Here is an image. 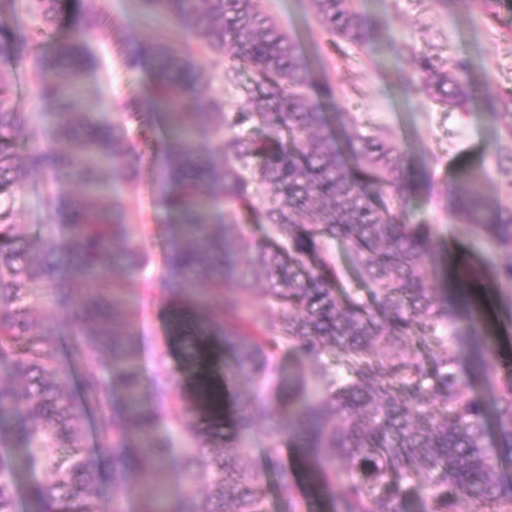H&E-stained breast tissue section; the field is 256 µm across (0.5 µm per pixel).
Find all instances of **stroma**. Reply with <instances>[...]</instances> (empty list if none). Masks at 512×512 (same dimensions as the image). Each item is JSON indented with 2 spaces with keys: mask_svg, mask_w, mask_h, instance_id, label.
Masks as SVG:
<instances>
[{
  "mask_svg": "<svg viewBox=\"0 0 512 512\" xmlns=\"http://www.w3.org/2000/svg\"><path fill=\"white\" fill-rule=\"evenodd\" d=\"M97 7L112 17L108 27L93 28L87 51L94 64L85 71L74 104L78 112H119L128 98H136L149 112L156 138L167 136L166 112L155 106L152 65L143 61L134 71L122 66V54L134 51L171 33L168 20L149 13L142 0H96ZM276 23L297 43L316 81L328 82L336 90L328 105L331 124L343 123L366 135H380L404 146L415 168L430 182L412 206L414 221L434 225L436 236L425 272L441 302L461 316L468 328L469 316L480 313L497 339L512 338V284L493 281L492 269L504 256L487 239L476 235L462 222L455 206L466 187V174L482 178L489 200L512 206V196L500 193L498 162L512 154V138L502 131L494 112V98L501 88L512 87V0H500L497 17L480 13L475 0H446L431 5L429 0H352V7L372 17L385 19L379 40L357 46L350 41H331L309 0H264ZM442 59L464 57L473 65V79L481 84V97L467 110H450L437 105L406 85L413 70L408 55L399 53L400 43ZM0 80L11 85L27 123L13 151V164H26L28 146L71 151L73 142L56 136L61 123L57 110L41 99V71L30 65L0 66ZM164 153L151 156L152 176L130 181L109 175L113 191L119 193L132 223H152L161 211L165 167ZM46 181L42 174L27 173L19 187L0 197V210L9 212L19 235L36 237L50 214L45 201ZM167 227L155 230L147 245L150 265L130 277L127 304L138 310L133 332L138 349L144 389H151L160 365L182 371L181 362L168 355L166 295ZM33 328L52 323L61 331L78 328L73 310L45 302L37 284H30L26 298ZM253 411L257 428L276 418L279 401L252 377L236 378L225 395L226 411ZM181 444L172 440L169 461L162 474H145L131 488L113 486L102 480L94 503L96 512H140L141 501L156 482H163L169 502H179L184 492L180 469Z\"/></svg>",
  "mask_w": 512,
  "mask_h": 512,
  "instance_id": "obj_1",
  "label": "stroma"
}]
</instances>
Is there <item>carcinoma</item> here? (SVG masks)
<instances>
[{
    "label": "carcinoma",
    "mask_w": 512,
    "mask_h": 512,
    "mask_svg": "<svg viewBox=\"0 0 512 512\" xmlns=\"http://www.w3.org/2000/svg\"><path fill=\"white\" fill-rule=\"evenodd\" d=\"M351 0H311L332 40L359 46L373 41L385 22L350 8ZM184 32L181 46L157 41L123 54L127 69L145 55L154 61L156 105L169 112L173 140L159 143L135 98L116 116L73 113L72 93L91 63L82 46L84 21L111 25L95 0L61 31V0H28L40 21L27 28L0 26V62L32 64L43 74L41 95L65 121L59 135L77 143L68 154L33 146L28 165L56 183L77 182L86 193L67 211L68 238L53 234L51 217L35 238L41 258L0 211V362L11 364L17 382L0 386V512H16L24 489L29 512H93L102 473L126 487L142 473L163 471L168 444L156 438L159 413L143 394L132 326L136 313L123 304L127 279L115 273L117 240L125 244L128 269L146 263V224L128 221L117 195L102 203L106 168L130 179L145 176L148 155L171 154L164 177V218H174L177 243L167 258L170 337L186 367L208 369L210 338L233 356L227 375L273 371L275 356L296 347L308 372L280 400L281 417L264 438L269 452L288 445L300 451L310 492L329 500V512H403L415 489L423 512H512V484L503 479L502 458L512 455V366L496 351L480 360L491 380L496 448L487 446L488 415L462 364L471 336L455 315L437 307L435 289L423 272L434 225L409 216L413 197L426 184L406 165L401 148L381 137L344 127L325 135L329 113L312 92L308 65L259 0H143ZM210 55L207 70L185 68L197 51ZM399 51L415 58L410 83L439 104L463 110L477 95L470 63L440 64L409 42ZM252 73L260 108L227 112L212 96L209 119L215 147L196 148L189 126L198 103L190 89L216 81L236 83ZM495 110L512 138V87L501 89ZM246 123L266 135L256 140L226 135ZM26 124L11 86L0 81V196L21 181L10 164V146ZM457 209L479 235L508 255L494 276L512 282V208L491 206L477 176H470ZM242 224H268L272 237L254 241ZM345 243L360 278L371 286V303L340 288L341 273L325 256V243ZM71 308L92 333L78 329L59 346L56 328L30 334L27 284ZM257 282L276 315L256 313L245 298ZM429 336V355L397 361V346ZM337 369H332L326 355ZM76 371L81 397L65 389ZM121 393L119 411L106 403ZM196 399L180 406L176 421L186 435L182 448L185 494L180 512H265L268 473L240 463L254 438L251 416L238 412L224 430V386L207 377ZM100 413L98 433L109 443L98 460L83 448L81 425ZM235 449L220 457L207 450ZM292 512L306 499L293 497L295 473L277 469ZM47 474L21 484L22 475ZM210 487L199 496L200 482Z\"/></svg>",
    "instance_id": "obj_1"
}]
</instances>
